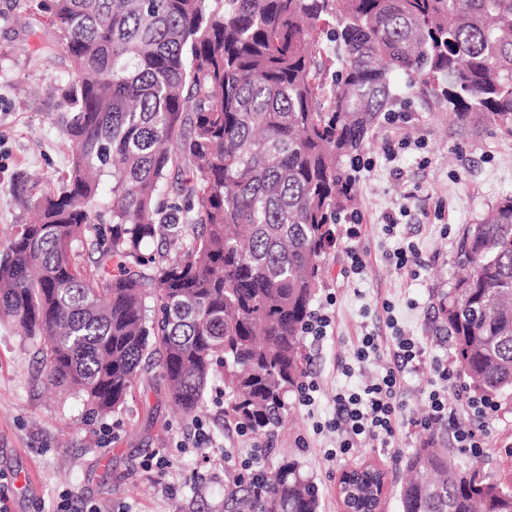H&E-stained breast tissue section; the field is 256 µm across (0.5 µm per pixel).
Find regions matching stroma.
<instances>
[{"instance_id": "1", "label": "stroma", "mask_w": 512, "mask_h": 512, "mask_svg": "<svg viewBox=\"0 0 512 512\" xmlns=\"http://www.w3.org/2000/svg\"><path fill=\"white\" fill-rule=\"evenodd\" d=\"M39 0L15 8L0 0V241L11 237L32 214L22 204L26 190L55 186L68 166L69 149L61 120L68 110L65 53H42L51 31ZM394 111L406 123H381L361 154L367 169L356 173L361 274L348 270L345 245L325 261L323 283L313 309L330 308L333 323L320 340H306V379L319 385L312 406L290 395L274 434H240L224 419L223 397L212 395L200 417L213 435L211 448L177 449L193 419L179 411L165 391L141 383L121 412L93 415L69 392L44 388L36 377L41 355L8 322L0 323V504L8 512H50L61 494L75 503L100 501L112 512H224V488L242 479L241 458L266 449L260 466L274 472L297 461L318 488V512H344L336 486L345 469L368 462L385 476L380 512H401L399 490L407 457L417 448L428 417L427 395L449 363L453 349L437 313L438 298L459 274L455 262L462 229L502 196L512 194V142L487 131L460 132L443 103L420 88L394 79ZM405 137L412 147L388 156V142ZM395 221V233L386 230ZM413 241L426 261L419 276L396 271L388 255L402 239ZM378 336L381 355L359 361L362 336ZM412 337L425 350L418 372L402 388L404 422L391 447L365 442L352 458L329 457L337 435L327 423L335 398L357 391L383 374L395 334ZM481 436V458L458 447L440 429L438 442L466 467L481 462L493 476L512 473V402L500 400ZM168 455L166 473L148 470L155 454Z\"/></svg>"}]
</instances>
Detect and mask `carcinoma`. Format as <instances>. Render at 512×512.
<instances>
[{
	"mask_svg": "<svg viewBox=\"0 0 512 512\" xmlns=\"http://www.w3.org/2000/svg\"><path fill=\"white\" fill-rule=\"evenodd\" d=\"M40 50L71 72L68 168L0 242V319L41 347L46 387L91 413L122 409L158 369L203 411L224 369V418L269 434L304 374L303 328L354 204L346 171L395 100L392 76L432 91L462 130L512 140V0H40ZM332 28L341 54L330 61ZM335 71L326 90V72ZM187 169L190 180L182 179ZM110 197L101 201L102 178ZM160 239L165 248L146 252ZM96 255L93 267L78 251ZM465 273L437 310L475 397L512 394V195L462 231ZM402 512H512V475L408 457ZM381 471L353 472L368 512ZM294 461L239 481L224 512H317Z\"/></svg>",
	"mask_w": 512,
	"mask_h": 512,
	"instance_id": "1",
	"label": "carcinoma"
}]
</instances>
